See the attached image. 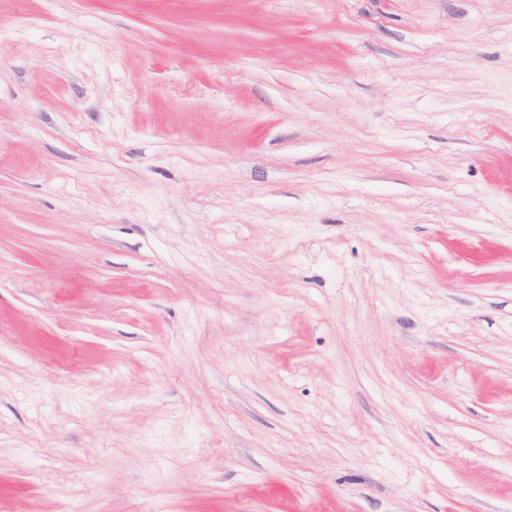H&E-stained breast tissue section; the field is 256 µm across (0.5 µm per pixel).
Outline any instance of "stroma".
I'll return each mask as SVG.
<instances>
[{
    "instance_id": "35a3bbf8",
    "label": "stroma",
    "mask_w": 512,
    "mask_h": 512,
    "mask_svg": "<svg viewBox=\"0 0 512 512\" xmlns=\"http://www.w3.org/2000/svg\"><path fill=\"white\" fill-rule=\"evenodd\" d=\"M0 512H512V0H0Z\"/></svg>"
}]
</instances>
